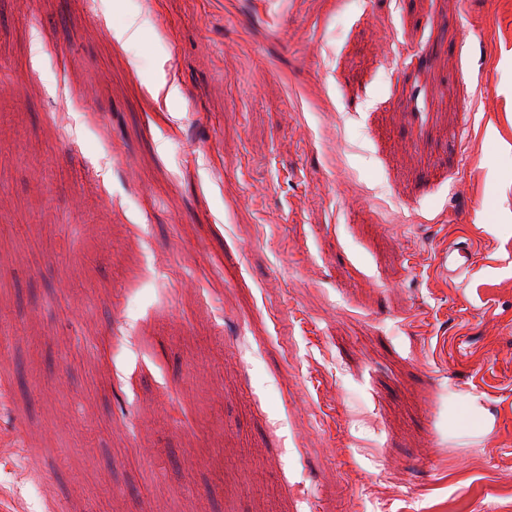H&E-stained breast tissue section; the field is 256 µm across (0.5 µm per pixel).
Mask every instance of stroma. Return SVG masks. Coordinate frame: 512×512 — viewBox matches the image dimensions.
Wrapping results in <instances>:
<instances>
[{
	"mask_svg": "<svg viewBox=\"0 0 512 512\" xmlns=\"http://www.w3.org/2000/svg\"><path fill=\"white\" fill-rule=\"evenodd\" d=\"M100 2L0 0V512H512V0ZM147 91L158 112L171 111L170 102L179 96L178 85L165 80L149 86ZM474 255L469 242L457 240L448 244V252L443 254L440 264L444 270H448V277L461 278L469 275Z\"/></svg>",
	"mask_w": 512,
	"mask_h": 512,
	"instance_id": "1",
	"label": "stroma"
}]
</instances>
